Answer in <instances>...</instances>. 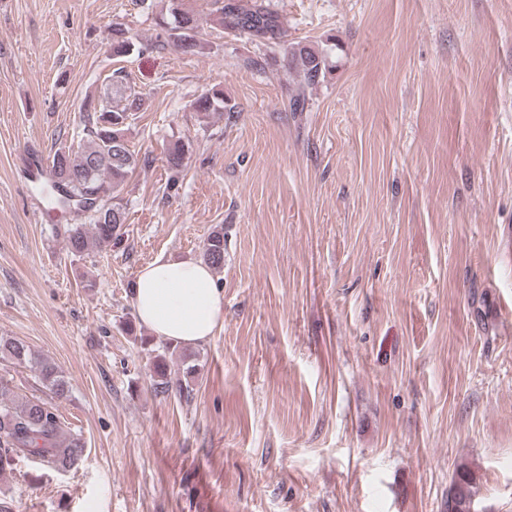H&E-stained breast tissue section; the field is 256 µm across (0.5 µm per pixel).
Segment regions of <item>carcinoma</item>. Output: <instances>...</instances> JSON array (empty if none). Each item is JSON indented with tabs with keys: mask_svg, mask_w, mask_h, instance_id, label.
Returning a JSON list of instances; mask_svg holds the SVG:
<instances>
[{
	"mask_svg": "<svg viewBox=\"0 0 512 512\" xmlns=\"http://www.w3.org/2000/svg\"><path fill=\"white\" fill-rule=\"evenodd\" d=\"M167 12L158 17V25L166 30L167 38L183 53L195 55L205 48L201 38L202 18L187 4V0H167ZM236 14L224 12V0H207L210 20L227 34L247 35L251 20L261 21L272 29L277 38L270 49H284L289 69L297 82L291 91L288 108L291 112H306L309 94L325 81L329 72L324 52L308 43L287 44L285 22L271 0H235ZM133 42L125 30L112 31V55L130 52ZM112 95L99 99L88 97L83 104V122L88 140L77 146L58 149L49 165L50 191L55 204L61 208L71 206V198L84 202L82 223L69 224L65 230L68 252L82 256L97 248L110 250L123 240L126 208L121 191L128 172L139 164H149L148 157H139L127 139L132 113L144 105L141 93L127 87L120 75L111 76ZM193 110L206 118L214 112H225L224 93L207 90L192 103ZM188 145L180 140L166 148L169 171L167 190L177 192ZM203 260L220 274L224 269V229L209 236ZM177 347L163 346V352L153 360L154 384L157 395L174 391L179 395L192 392L187 378L196 372L192 365L185 371L186 380L174 381L168 372L167 353ZM0 359L12 365L33 371L43 386L57 399L68 396L70 385L59 366L51 360L35 355L22 341L0 336ZM85 452L82 439L65 430L58 409L40 398L33 397L19 404L9 382L0 377V476L12 472L18 462L28 460L39 470L67 472L78 464ZM475 487L469 474L460 469L448 494L447 512H472Z\"/></svg>",
	"mask_w": 512,
	"mask_h": 512,
	"instance_id": "obj_1",
	"label": "carcinoma"
}]
</instances>
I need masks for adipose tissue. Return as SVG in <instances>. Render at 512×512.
<instances>
[{
  "instance_id": "ef3b65f1",
  "label": "adipose tissue",
  "mask_w": 512,
  "mask_h": 512,
  "mask_svg": "<svg viewBox=\"0 0 512 512\" xmlns=\"http://www.w3.org/2000/svg\"><path fill=\"white\" fill-rule=\"evenodd\" d=\"M138 321L173 344L193 348L224 323V300L210 267L159 258L140 268L132 288Z\"/></svg>"
}]
</instances>
